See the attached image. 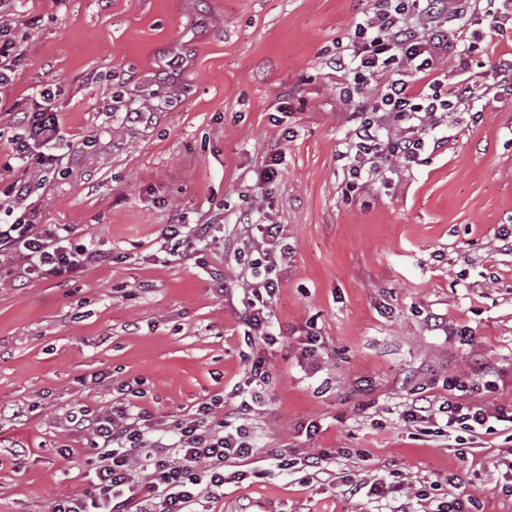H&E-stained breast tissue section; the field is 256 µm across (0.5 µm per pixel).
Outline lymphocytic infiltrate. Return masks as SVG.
Listing matches in <instances>:
<instances>
[{
	"label": "lymphocytic infiltrate",
	"instance_id": "f902f5d3",
	"mask_svg": "<svg viewBox=\"0 0 512 512\" xmlns=\"http://www.w3.org/2000/svg\"><path fill=\"white\" fill-rule=\"evenodd\" d=\"M452 17L477 21V28L463 31L469 49L475 50L485 28L512 29V0H381L373 16L356 24L348 52L330 58L341 98L359 103L344 153L347 190L373 180L382 169L414 162L425 134L474 94L467 80L448 83L433 75L437 63L457 51L456 39L448 34ZM40 96L32 108L16 113L22 131L8 138L7 147L15 158L44 170L56 165L52 148L59 121L47 106L50 90ZM28 195L27 182L0 185V205L13 216L12 222L0 224V252L18 255L23 275L65 278L100 260L93 245L73 243L57 228L38 229L28 212H15ZM224 249L243 264L240 316L245 333L268 341L270 306L280 288L277 269L290 254L284 229L246 217ZM268 377L264 361L253 362L220 421L213 418L212 401L199 402L187 418L171 424L153 421L143 411H70L67 423L88 436L94 477L87 494L57 498L52 512H195L202 495L213 497L223 489L228 464L238 466L231 477L247 479L240 465L255 456L257 447L239 422L252 408L244 387ZM400 418L413 428L439 419L452 433L491 434L496 425L512 424V404L415 397Z\"/></svg>",
	"mask_w": 512,
	"mask_h": 512
}]
</instances>
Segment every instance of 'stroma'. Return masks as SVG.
Listing matches in <instances>:
<instances>
[{"label": "stroma", "instance_id": "35a3bbf8", "mask_svg": "<svg viewBox=\"0 0 512 512\" xmlns=\"http://www.w3.org/2000/svg\"><path fill=\"white\" fill-rule=\"evenodd\" d=\"M376 0H16L5 17L24 58L0 92V129L51 86L57 168L0 151V180H27L40 227L65 224L105 260L60 280L18 277L0 260V512H49L89 487L71 407L145 409L166 423L230 399L247 365L270 374L243 421L256 477L226 480L204 512H430L396 493L449 476L483 512H512L489 481L512 430L477 434L467 453L400 420L414 393L442 398L480 371L485 405L512 402V97L474 100L430 132L417 163L346 194L349 117L325 62ZM512 30L486 31L471 83L496 78ZM287 111H280V103ZM133 108L145 118H130ZM277 180L257 174L282 129ZM91 138L92 147H73ZM282 225L273 340L248 344L238 296L215 288L240 267L224 252L243 217ZM214 225L215 239L167 258L169 224ZM316 337L315 357L304 348ZM319 430L308 435V423ZM321 457L312 479L279 468Z\"/></svg>", "mask_w": 512, "mask_h": 512}]
</instances>
